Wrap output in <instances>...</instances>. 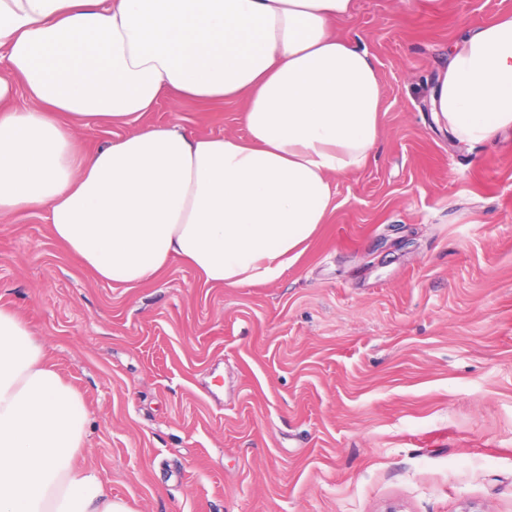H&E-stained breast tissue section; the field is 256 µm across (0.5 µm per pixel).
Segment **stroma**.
<instances>
[{"label":"stroma","instance_id":"obj_1","mask_svg":"<svg viewBox=\"0 0 512 512\" xmlns=\"http://www.w3.org/2000/svg\"><path fill=\"white\" fill-rule=\"evenodd\" d=\"M512 0H356L383 135L276 281L176 259L99 280L45 211L0 217V305L88 410L82 466L132 512H512V131L460 144L428 110L450 51ZM143 124L245 133L240 105Z\"/></svg>","mask_w":512,"mask_h":512}]
</instances>
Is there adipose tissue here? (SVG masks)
<instances>
[{"mask_svg":"<svg viewBox=\"0 0 512 512\" xmlns=\"http://www.w3.org/2000/svg\"><path fill=\"white\" fill-rule=\"evenodd\" d=\"M355 0H0V213L46 209L98 279L135 288L173 258L205 283L272 282L368 164L382 89L337 36ZM26 106H19V99ZM237 102L245 135L141 119L163 99ZM461 143L512 128V16L480 26L430 97ZM127 127L86 153L77 132ZM84 399L0 306V512H131L86 449Z\"/></svg>","mask_w":512,"mask_h":512,"instance_id":"1","label":"adipose tissue"}]
</instances>
